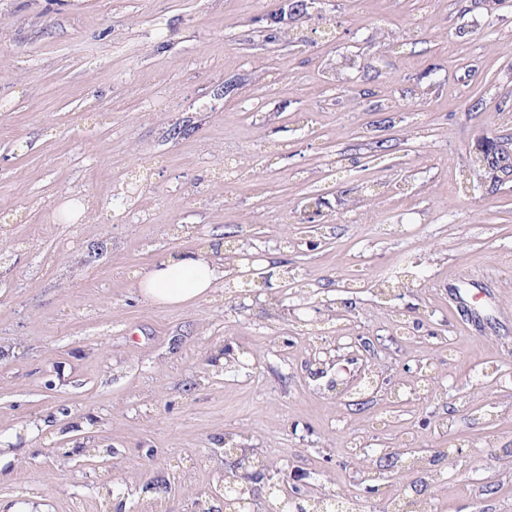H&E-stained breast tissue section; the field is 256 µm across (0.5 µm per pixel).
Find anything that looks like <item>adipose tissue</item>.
<instances>
[{"label":"adipose tissue","instance_id":"1","mask_svg":"<svg viewBox=\"0 0 512 512\" xmlns=\"http://www.w3.org/2000/svg\"><path fill=\"white\" fill-rule=\"evenodd\" d=\"M225 276L221 253L190 250L167 255L140 270L135 286L150 303L175 306L206 298Z\"/></svg>","mask_w":512,"mask_h":512}]
</instances>
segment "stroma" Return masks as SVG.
I'll return each mask as SVG.
<instances>
[{"instance_id": "obj_1", "label": "stroma", "mask_w": 512, "mask_h": 512, "mask_svg": "<svg viewBox=\"0 0 512 512\" xmlns=\"http://www.w3.org/2000/svg\"><path fill=\"white\" fill-rule=\"evenodd\" d=\"M283 4L0 0V512H198L241 445L410 512L409 440L439 512H512V177L463 178L512 134V0H327L297 46ZM223 244L270 289L130 286Z\"/></svg>"}]
</instances>
